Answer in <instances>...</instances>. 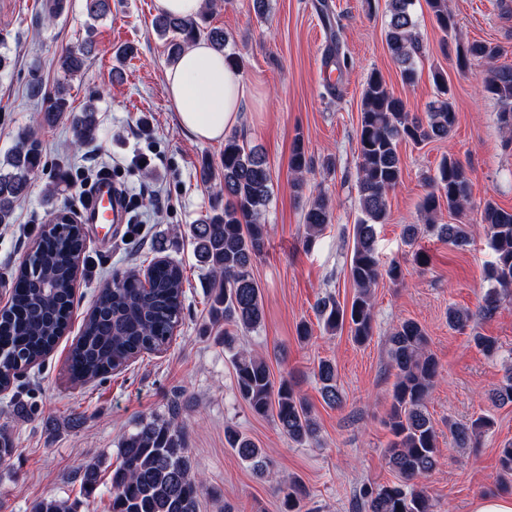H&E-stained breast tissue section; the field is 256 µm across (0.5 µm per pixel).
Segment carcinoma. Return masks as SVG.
I'll list each match as a JSON object with an SVG mask.
<instances>
[{
  "mask_svg": "<svg viewBox=\"0 0 512 512\" xmlns=\"http://www.w3.org/2000/svg\"><path fill=\"white\" fill-rule=\"evenodd\" d=\"M415 0H388L389 21L386 43L400 69L402 82L414 83L415 60L422 54L416 33ZM438 28L454 33L457 22L445 0H426ZM153 32L165 41L167 60L174 64L195 41L204 38L224 52L227 65L239 68L241 59L225 52L224 31L206 26V17L179 18L156 16ZM92 47L61 57L64 72L54 92L44 98L42 123L52 125L68 118L83 144L94 139L96 107L87 105L83 112H68V80L84 68V56ZM456 66L463 70L472 60L490 63L481 77L484 91L502 104L498 114L503 127L512 132V66L496 65L501 50L485 41L456 43ZM435 99L423 117L411 116L404 101L386 86L374 71L367 78L357 130V190L360 217L353 227V248L349 277L356 294L350 306H343L327 296L317 311L323 331L329 335L348 329L357 345L373 336V288L383 277L401 280V266L381 267L376 253L375 226L388 218V195L401 182L403 164L398 152L402 142L420 145L448 138L456 123L453 90L448 75L433 73ZM290 167L293 188L306 186L305 174L310 161L301 142L294 144ZM42 170L41 140L33 129L22 133L10 155L0 163V224H7L15 201L24 195ZM220 191L224 209L206 213L193 225L192 237L200 269L212 281L210 314L214 322H224V349L231 354L235 387L240 398L257 416L273 418L277 428L292 442L305 445L317 435L318 424L305 399L288 380L276 384L265 359L244 349H236L239 332L258 330L264 319L261 288L253 272L254 262L267 238L262 223L272 194V179L265 160L236 136L224 139ZM448 213L458 214L471 202L470 180L453 155L442 158L431 180V190L424 196L420 210L423 228L408 224L404 234L415 244L419 234L435 236L454 247L470 245L472 235L467 224H439L440 200ZM328 200L317 195L304 215L305 247L331 222ZM52 228L41 232L28 261L16 269L15 287L10 305L0 311V388L8 389L19 372L33 367L48 356L67 327L73 303L74 282L80 257L86 249V235L81 224L48 220ZM480 223L485 225L495 261L486 271L490 282L479 306L478 315L492 317L504 297L512 292V209L491 200L484 202ZM184 268L175 260L159 259L151 264L148 283L133 271L112 275L113 288L103 287L95 305L83 320L80 336L68 354L70 378L83 383L105 378L120 370L143 353L161 349L170 343L174 329L182 320L184 309ZM473 315L448 308V325L453 329L469 326ZM475 346L488 356L499 351L497 340L473 331ZM388 356L396 371L386 425L392 435L386 449L388 465L397 475L391 484H364L358 492L359 512H434L432 498L419 481L430 476L438 466V431L427 404L441 375L439 363L428 349L427 333L417 321L407 319L396 325L387 337ZM318 381L324 401L331 406L343 403L337 386L334 365H318ZM496 407L512 405V373L506 375L490 395ZM180 407L174 402L165 415L142 419L135 430L120 443L119 461L110 475L112 512H199L202 480L188 453L187 428L179 420ZM495 426L489 415L467 421L448 420V434L457 448H474L483 435ZM224 439L238 458L262 474L269 459L255 442L232 426L224 429ZM15 452V440L7 428H0V461ZM499 488L512 493V443L498 451ZM100 464L91 460L79 470L77 481L88 498L94 497L100 482ZM308 497L305 487L293 482L283 490L282 512H302ZM30 512H77V505L56 498L33 502Z\"/></svg>",
  "mask_w": 512,
  "mask_h": 512,
  "instance_id": "cac0c4a2",
  "label": "carcinoma"
}]
</instances>
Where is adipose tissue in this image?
I'll return each instance as SVG.
<instances>
[{
  "label": "adipose tissue",
  "mask_w": 512,
  "mask_h": 512,
  "mask_svg": "<svg viewBox=\"0 0 512 512\" xmlns=\"http://www.w3.org/2000/svg\"><path fill=\"white\" fill-rule=\"evenodd\" d=\"M180 126L194 139H224L236 125L244 96L238 72L207 42L188 48L166 75Z\"/></svg>",
  "instance_id": "ef3b65f1"
}]
</instances>
